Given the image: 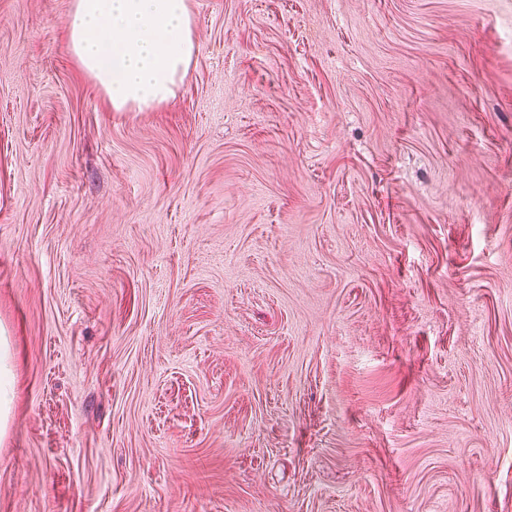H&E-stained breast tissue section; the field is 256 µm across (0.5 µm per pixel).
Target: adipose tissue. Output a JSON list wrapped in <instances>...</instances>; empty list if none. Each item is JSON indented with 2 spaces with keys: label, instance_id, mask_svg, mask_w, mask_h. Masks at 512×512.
Segmentation results:
<instances>
[{
  "label": "adipose tissue",
  "instance_id": "ef3b65f1",
  "mask_svg": "<svg viewBox=\"0 0 512 512\" xmlns=\"http://www.w3.org/2000/svg\"><path fill=\"white\" fill-rule=\"evenodd\" d=\"M69 50L113 111L173 98L198 52L187 0H72Z\"/></svg>",
  "mask_w": 512,
  "mask_h": 512
}]
</instances>
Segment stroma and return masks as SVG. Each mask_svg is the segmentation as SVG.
Listing matches in <instances>:
<instances>
[{"instance_id":"obj_1","label":"stroma","mask_w":512,"mask_h":512,"mask_svg":"<svg viewBox=\"0 0 512 512\" xmlns=\"http://www.w3.org/2000/svg\"><path fill=\"white\" fill-rule=\"evenodd\" d=\"M0 0V512H512V0H188L113 111ZM9 350L5 336H0V431L5 429L11 401L12 375L8 366Z\"/></svg>"}]
</instances>
